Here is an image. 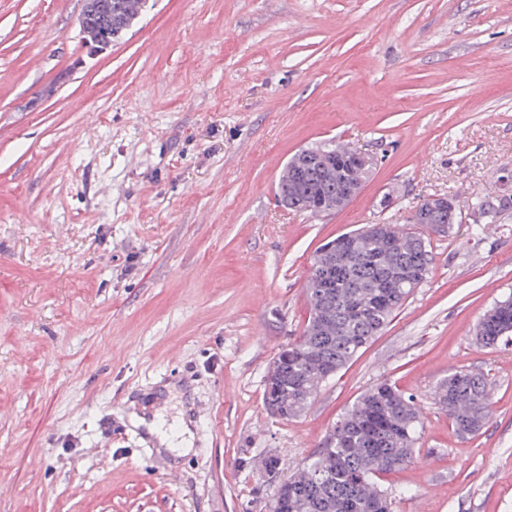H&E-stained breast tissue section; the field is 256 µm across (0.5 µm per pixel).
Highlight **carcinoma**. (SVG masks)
Masks as SVG:
<instances>
[{"mask_svg": "<svg viewBox=\"0 0 512 512\" xmlns=\"http://www.w3.org/2000/svg\"><path fill=\"white\" fill-rule=\"evenodd\" d=\"M101 2L105 9L94 14L81 9L80 31L90 45L104 38L118 40L140 17L146 0ZM319 152L315 148L297 159L296 182L286 178L278 183V197L289 209H296L294 198L302 192L309 213L318 215L336 196L338 185L319 169ZM481 208L493 218L512 208V197L486 201ZM423 209L421 204L411 214V227L395 225L387 237L374 232L371 224L349 232L348 260L337 288L318 287L321 256H314L307 280L311 316L300 339L279 350L288 357L278 375L265 381L266 409H278L283 420L297 416L325 379L335 377L427 281L433 267L430 242L413 228ZM475 338L484 347L512 338L511 297L483 313ZM435 400L461 435L475 436L487 422L490 393L479 373L449 374L437 386ZM420 428V411L411 397L389 382L375 385L334 424L301 477H288L269 512H391V496L375 479L412 461Z\"/></svg>", "mask_w": 512, "mask_h": 512, "instance_id": "cac0c4a2", "label": "carcinoma"}]
</instances>
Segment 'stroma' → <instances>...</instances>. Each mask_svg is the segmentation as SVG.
Returning a JSON list of instances; mask_svg holds the SVG:
<instances>
[{
	"mask_svg": "<svg viewBox=\"0 0 512 512\" xmlns=\"http://www.w3.org/2000/svg\"><path fill=\"white\" fill-rule=\"evenodd\" d=\"M83 0H0V512H267L355 399L422 411L393 512H512V340L475 324L512 295V0H147L99 53ZM41 57L33 67V57ZM324 141L375 166L342 210L282 207L286 161ZM455 199L432 273L300 416L263 405L310 316L325 242ZM485 376L484 429L434 399ZM186 419L191 450L136 415Z\"/></svg>",
	"mask_w": 512,
	"mask_h": 512,
	"instance_id": "35a3bbf8",
	"label": "stroma"
}]
</instances>
